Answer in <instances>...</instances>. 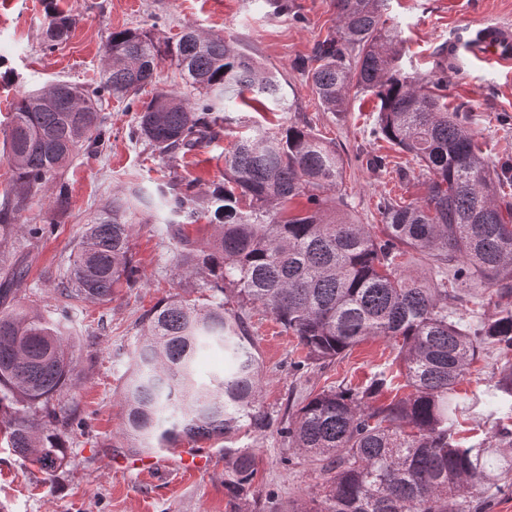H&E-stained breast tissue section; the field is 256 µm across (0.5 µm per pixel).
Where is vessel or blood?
Instances as JSON below:
<instances>
[{"instance_id":"b4317fda","label":"vessel or blood","mask_w":512,"mask_h":512,"mask_svg":"<svg viewBox=\"0 0 512 512\" xmlns=\"http://www.w3.org/2000/svg\"><path fill=\"white\" fill-rule=\"evenodd\" d=\"M450 56L467 54L469 59L481 63L512 64V26L486 25L469 29L448 43Z\"/></svg>"}]
</instances>
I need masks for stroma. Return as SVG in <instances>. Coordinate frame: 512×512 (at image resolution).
Here are the masks:
<instances>
[{
	"instance_id": "obj_1",
	"label": "stroma",
	"mask_w": 512,
	"mask_h": 512,
	"mask_svg": "<svg viewBox=\"0 0 512 512\" xmlns=\"http://www.w3.org/2000/svg\"><path fill=\"white\" fill-rule=\"evenodd\" d=\"M76 16L68 39L54 51L43 45L49 4ZM388 22L400 36L407 73L432 83L447 77L449 106L465 104L469 125L484 156L495 167L512 164V67L488 72L448 62V40L460 29L512 24V0H387ZM333 0H288L276 10L265 0H0V130L9 121L10 105L23 90L59 81L89 86L99 81L103 49L112 32L139 29L160 39L179 36L188 27L237 42L275 72L287 102L253 111L238 98L224 102V128L209 146L188 154L161 155L144 142L131 140L133 114L111 99L101 114L111 132L106 151L79 153L66 170L69 197L36 196L21 221L54 230L29 237L14 230L0 237V258L28 267L17 298L52 312L66 326L79 360L81 378L72 395L84 422L81 434L68 442V465L46 477L7 448L0 447V512H288L299 500L319 495V465L290 448L277 430H241L232 440L213 439L205 447L208 469L182 468L175 451L158 450V470L130 465V449L120 435L122 384L141 317L160 301L179 295L197 300L204 291L197 277L175 276L177 243L166 225V210L152 211L148 223L135 225L130 245L138 269L134 284L117 289L111 299L63 307L58 288L88 221L129 196L132 189H156L177 173L198 180L210 191L224 182V154L237 137L273 125H299L335 144L342 155V191L348 210L360 223L381 226V197L420 195L428 173L411 156L370 134L378 101L359 94L347 111H326L299 67L318 41L336 28ZM383 155L388 165H372ZM254 352L262 366L261 405L274 423L295 411L309 392L330 386L359 388L374 374L398 368L391 341L373 337L346 355L320 364L305 362L304 352L274 316L249 312ZM248 448L257 457L253 495L247 501L224 490V449Z\"/></svg>"
}]
</instances>
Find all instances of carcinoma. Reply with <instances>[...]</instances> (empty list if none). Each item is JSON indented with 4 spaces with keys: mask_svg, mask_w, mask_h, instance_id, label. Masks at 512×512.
Listing matches in <instances>:
<instances>
[{
    "mask_svg": "<svg viewBox=\"0 0 512 512\" xmlns=\"http://www.w3.org/2000/svg\"><path fill=\"white\" fill-rule=\"evenodd\" d=\"M385 2L336 0V35L318 44L308 69L329 112L344 111L353 90L375 96L372 135L429 171L421 197L381 205L380 232L347 211L336 146L295 125L240 139L224 155V184L209 194L194 191L192 181L157 186L181 218L175 270L197 275L208 296L202 303L163 300L143 316L121 391L127 447L151 452L273 426L260 403L251 306L270 312L313 362L332 361L370 337L394 341L406 396L377 402L392 385L381 374L361 390L315 391L279 422L291 447L325 475L319 498L291 512H465L478 488H512V430L464 445L455 391L480 349L492 348L506 362L488 389L489 403L512 411V201L501 194L512 176L489 166L466 113L448 111L423 79L403 71ZM75 23L72 14L49 10L45 49L65 41ZM104 58L90 90L58 82L13 103L3 145L14 181L0 203L1 234L38 194L54 188L56 199L68 197L64 169L79 151L100 154L110 141L100 107L111 97L129 109L140 105L131 137L162 155L220 135L217 112L230 91L256 104L284 97L277 77L252 55L195 29L174 41L115 31ZM164 60L179 70L184 91L140 101ZM58 87L75 96L53 102ZM131 196L90 219L61 297L96 302L132 283V200L143 196L139 189ZM210 212L206 235L186 233L185 225ZM418 263L431 275L410 270ZM23 279L13 267L0 282V437L50 475L66 466L67 438L83 427L70 397L80 369L63 326L15 302L14 285ZM485 287L495 289V313L465 318V289ZM215 345L230 366L204 381L196 360ZM224 457V488L247 498L258 472L255 453L226 448Z\"/></svg>",
    "mask_w": 512,
    "mask_h": 512,
    "instance_id": "obj_1",
    "label": "carcinoma"
}]
</instances>
